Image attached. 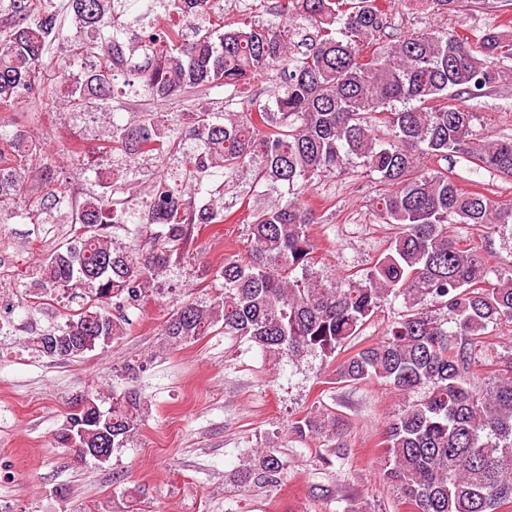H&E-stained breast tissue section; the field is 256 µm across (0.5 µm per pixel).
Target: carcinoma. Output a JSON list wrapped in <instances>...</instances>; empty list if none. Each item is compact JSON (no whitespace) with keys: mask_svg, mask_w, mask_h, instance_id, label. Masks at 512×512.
I'll list each match as a JSON object with an SVG mask.
<instances>
[{"mask_svg":"<svg viewBox=\"0 0 512 512\" xmlns=\"http://www.w3.org/2000/svg\"><path fill=\"white\" fill-rule=\"evenodd\" d=\"M219 0H164L135 45L126 41L120 0H8L0 26V106L18 104L49 86L47 73L69 82L67 105L82 112L94 99L112 100L114 72L123 70L155 98L230 90L244 93L256 75L283 74L274 105L247 100L245 112L192 113L189 123L112 124L114 150L132 145L162 158L176 142L194 144L184 155L183 179L160 176L152 185L146 223L109 231L112 195H94L76 209L71 236L44 261L20 274L39 286L36 299L63 287L62 326L39 333L30 348L51 359L82 357L129 330L126 310L163 297L162 278L183 264L195 231L224 223V204L207 199L203 179L216 169L227 178L252 166L256 179L275 190H294L285 203L253 215L250 249L224 258L212 274L219 282L209 302L176 303L162 335L171 345L198 340L217 325L279 361L307 355L336 359L360 335L382 304L402 299L406 313L379 342L354 350L337 368L348 385L384 383L405 403L385 429L381 472L415 512H499L512 503V355L496 362L476 385L471 345L512 322V270L487 264L477 247L450 233L448 218L487 229L512 224V202L464 191L442 171L421 170L424 158L461 154L476 166L512 178V138L474 133L476 113L467 101L487 94L512 70V37L496 29L469 43L446 30L418 31L376 45L387 27L389 0H289L316 30L295 55L288 30L273 24L224 29ZM71 14L93 42L70 45L67 60L48 56L64 41L61 21ZM142 61L135 62V55ZM82 79L70 80L73 66ZM402 104L397 108L396 104ZM53 160L23 130L0 132V203L36 224L65 223L70 190L44 182L35 194L31 162ZM385 186L376 215L393 226L388 248L361 278L328 282L309 274L318 217L303 199L313 178L346 170L354 161ZM495 278H490V275ZM430 299L451 314L452 326L420 307ZM53 436L56 448L92 451L124 448L149 411L135 390L101 408L99 393L80 395ZM299 439L332 442L342 419L313 406L290 427ZM286 468L272 450L241 473L246 485L274 486Z\"/></svg>","mask_w":512,"mask_h":512,"instance_id":"cac0c4a2","label":"carcinoma"}]
</instances>
